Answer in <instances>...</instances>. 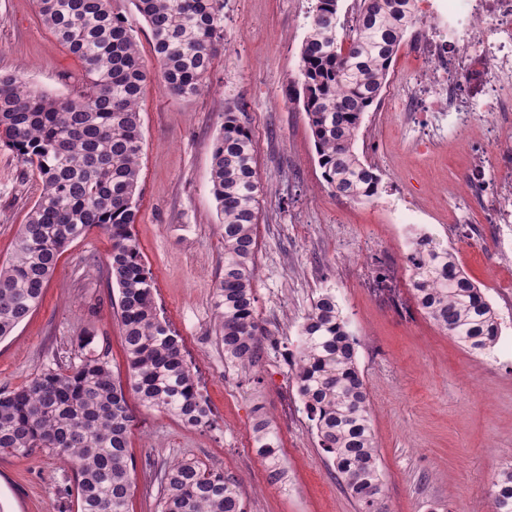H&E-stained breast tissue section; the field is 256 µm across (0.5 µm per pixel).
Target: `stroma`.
Instances as JSON below:
<instances>
[{"label":"stroma","instance_id":"obj_1","mask_svg":"<svg viewBox=\"0 0 512 512\" xmlns=\"http://www.w3.org/2000/svg\"><path fill=\"white\" fill-rule=\"evenodd\" d=\"M313 0H224V45L208 92L173 99L161 87L151 32L130 0H112L126 18L151 76L140 101L143 132L138 221L133 227L150 270L161 318L211 409V425L128 404L135 416L129 454L135 470L128 512H157L158 474L197 460L234 476L248 512H358L318 444L294 382L300 325L320 289L331 288L357 342L367 383L385 512H494L489 488L512 463V251L478 247L489 237L478 212H464L457 179L471 159L451 136L419 150L400 122L366 113L358 151L380 177L378 195L358 202L324 181L308 116L291 100ZM24 71L39 88L66 97L80 61L40 20L35 0H0V73ZM247 112L260 198L255 310L271 335L259 361L242 370L215 342L213 288L224 274L210 164L227 104ZM39 181L0 147V262L9 260ZM468 233L451 235L461 217ZM446 240L486 294L501 325L498 343L476 353L458 344L417 307L409 285L399 304L370 282L393 259L406 271L410 240L420 231ZM112 251L92 230L59 256L38 307L0 340V391L41 371L73 363L81 337L106 341L112 369L126 378L115 288L98 269ZM371 255L370 264L356 261ZM280 437L284 482H269L253 442L257 414ZM5 512H77L71 467L52 453L0 454Z\"/></svg>","mask_w":512,"mask_h":512}]
</instances>
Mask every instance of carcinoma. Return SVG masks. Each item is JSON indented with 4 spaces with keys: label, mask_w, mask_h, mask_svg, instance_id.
<instances>
[{
    "label": "carcinoma",
    "mask_w": 512,
    "mask_h": 512,
    "mask_svg": "<svg viewBox=\"0 0 512 512\" xmlns=\"http://www.w3.org/2000/svg\"><path fill=\"white\" fill-rule=\"evenodd\" d=\"M347 44L338 42V0H314L293 92L303 98L318 161L338 195L369 201L380 180L356 143L365 113L379 100L406 31L420 18L417 0H360ZM147 23L165 91L177 99L201 94L224 39V0H132ZM44 26L75 55L83 82L67 98L38 88L24 73L0 75V146L41 182L17 236L12 259L0 264V338L39 305L58 255L93 228L112 238L105 262L117 290L127 381L115 377L108 347L87 336L79 363L47 368L20 388L0 393V453L49 450L75 473L78 512H127L133 486L128 442L134 416L127 393L192 427L210 425L181 351L160 318L150 273L131 228L138 215L143 134L138 103L150 70L112 0H36ZM210 182L224 241V275L214 288L216 339L224 360L255 365L266 335L255 312L259 184L254 138L244 113L224 112L211 158ZM409 282L420 310L472 351L495 346L498 316L463 272L448 244L430 233L411 242ZM295 380L336 479L361 512H383L367 384L356 341L325 288L300 326ZM255 448L268 479L285 467L280 438L258 415ZM159 512H245L240 484L195 460L160 473ZM496 512H512V464L492 481Z\"/></svg>",
    "instance_id": "cac0c4a2"
}]
</instances>
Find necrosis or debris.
<instances>
[{
    "instance_id": "4bbe7bcc",
    "label": "necrosis or debris",
    "mask_w": 512,
    "mask_h": 512,
    "mask_svg": "<svg viewBox=\"0 0 512 512\" xmlns=\"http://www.w3.org/2000/svg\"><path fill=\"white\" fill-rule=\"evenodd\" d=\"M418 10L424 21L409 49L425 76L382 109L402 113L419 143L439 139L420 127L417 114L425 106L458 136L483 122L486 144L478 166L460 179L461 199L474 202L493 226L497 247L506 248L512 243V139L504 135L512 128V0H469L464 13L456 0H418Z\"/></svg>"
}]
</instances>
